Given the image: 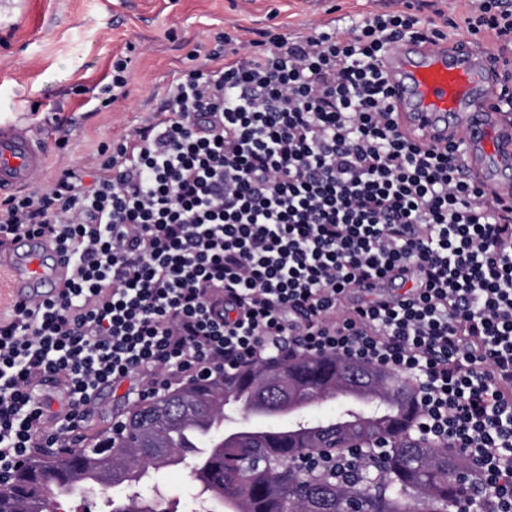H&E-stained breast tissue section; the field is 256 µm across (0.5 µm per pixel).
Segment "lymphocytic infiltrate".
Instances as JSON below:
<instances>
[{
    "label": "lymphocytic infiltrate",
    "mask_w": 512,
    "mask_h": 512,
    "mask_svg": "<svg viewBox=\"0 0 512 512\" xmlns=\"http://www.w3.org/2000/svg\"><path fill=\"white\" fill-rule=\"evenodd\" d=\"M512 42V10L369 12L309 35H225L170 85L163 118L63 170L41 200L0 201V246L44 238L69 272L0 318V473L73 447L98 391L142 400L297 354L411 378L416 434L461 449L512 512V204L466 178L455 142L398 129L383 57L449 29ZM413 273L394 300L362 286Z\"/></svg>",
    "instance_id": "1"
}]
</instances>
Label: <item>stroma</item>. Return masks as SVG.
Returning a JSON list of instances; mask_svg holds the SVG:
<instances>
[{
  "instance_id": "stroma-1",
  "label": "stroma",
  "mask_w": 512,
  "mask_h": 512,
  "mask_svg": "<svg viewBox=\"0 0 512 512\" xmlns=\"http://www.w3.org/2000/svg\"><path fill=\"white\" fill-rule=\"evenodd\" d=\"M404 0H0V121L46 139V163L29 191L40 194L61 168L94 171L103 145L157 121L170 83L205 57L229 22L238 37L267 30L307 35L333 20L403 9ZM130 56L127 96L99 83L112 61ZM68 124L65 146L56 127ZM127 385L102 387L80 446L126 419Z\"/></svg>"
}]
</instances>
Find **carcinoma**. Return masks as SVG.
<instances>
[{"instance_id": "carcinoma-1", "label": "carcinoma", "mask_w": 512, "mask_h": 512, "mask_svg": "<svg viewBox=\"0 0 512 512\" xmlns=\"http://www.w3.org/2000/svg\"><path fill=\"white\" fill-rule=\"evenodd\" d=\"M349 365L336 356L297 355L241 366L209 379L190 380L175 389L174 415L160 418L149 404L128 411L126 431L96 436L93 448H74L48 458L28 461L0 488V512H57L62 499L82 500L97 487L122 492L106 498L108 512H173L164 502L143 496L139 487L151 473L180 464L191 456L193 480L185 498L191 512H449L470 488L463 474L464 455L446 445L419 439L414 432L418 404L405 378L386 372V379L361 385L364 401L314 416L302 401L304 388L333 379L321 398H336L352 383ZM237 406L273 420L282 434L238 432L224 427ZM345 421L333 425L320 440L303 439L290 431L293 418ZM383 437L384 453L362 455L342 471L305 473L296 459L315 453L336 439L333 451L343 455L347 444L368 445ZM51 468L54 479L40 480L37 464ZM378 473L375 488L365 489L359 473Z\"/></svg>"}]
</instances>
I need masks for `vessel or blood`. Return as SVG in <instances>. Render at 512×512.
<instances>
[{
	"instance_id": "b4317fda",
	"label": "vessel or blood",
	"mask_w": 512,
	"mask_h": 512,
	"mask_svg": "<svg viewBox=\"0 0 512 512\" xmlns=\"http://www.w3.org/2000/svg\"><path fill=\"white\" fill-rule=\"evenodd\" d=\"M492 54L472 41L451 48L429 41L390 44L384 65L400 131L424 147L454 141L464 176L512 200V114L501 86L490 80ZM40 134L21 123L0 122V200L26 189L45 165ZM0 265L13 275L12 293L57 287L67 265L44 239L20 236Z\"/></svg>"
}]
</instances>
